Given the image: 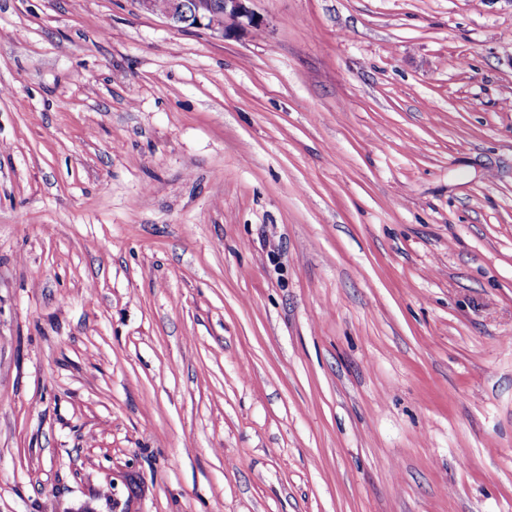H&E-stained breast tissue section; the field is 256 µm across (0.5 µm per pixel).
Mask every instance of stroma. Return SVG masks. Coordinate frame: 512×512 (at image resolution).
<instances>
[{
	"instance_id": "35a3bbf8",
	"label": "stroma",
	"mask_w": 512,
	"mask_h": 512,
	"mask_svg": "<svg viewBox=\"0 0 512 512\" xmlns=\"http://www.w3.org/2000/svg\"><path fill=\"white\" fill-rule=\"evenodd\" d=\"M0 0V512H512V0ZM218 1V0H214ZM137 0L140 8L158 15L173 26L198 28L224 37L250 17L245 2L251 0Z\"/></svg>"
}]
</instances>
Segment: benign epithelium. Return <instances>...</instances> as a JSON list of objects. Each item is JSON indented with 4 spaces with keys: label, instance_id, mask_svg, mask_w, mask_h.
Masks as SVG:
<instances>
[{
    "label": "benign epithelium",
    "instance_id": "1",
    "mask_svg": "<svg viewBox=\"0 0 512 512\" xmlns=\"http://www.w3.org/2000/svg\"><path fill=\"white\" fill-rule=\"evenodd\" d=\"M140 8L173 26L198 28L222 36L250 17L247 0H136Z\"/></svg>",
    "mask_w": 512,
    "mask_h": 512
}]
</instances>
